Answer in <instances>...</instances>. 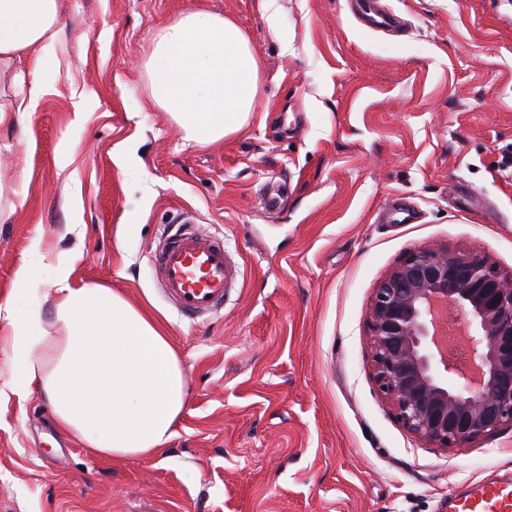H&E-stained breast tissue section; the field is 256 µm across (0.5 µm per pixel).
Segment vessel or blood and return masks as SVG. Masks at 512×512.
<instances>
[{"label":"vessel or blood","instance_id":"obj_1","mask_svg":"<svg viewBox=\"0 0 512 512\" xmlns=\"http://www.w3.org/2000/svg\"><path fill=\"white\" fill-rule=\"evenodd\" d=\"M149 262L163 296L189 320L223 309L239 275L223 239L202 233L187 220L166 225ZM449 512H512V483L478 486L454 499Z\"/></svg>","mask_w":512,"mask_h":512}]
</instances>
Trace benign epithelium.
Here are the masks:
<instances>
[{
  "label": "benign epithelium",
  "mask_w": 512,
  "mask_h": 512,
  "mask_svg": "<svg viewBox=\"0 0 512 512\" xmlns=\"http://www.w3.org/2000/svg\"><path fill=\"white\" fill-rule=\"evenodd\" d=\"M368 330L376 382L412 434L460 448L512 425V273L411 251L376 288Z\"/></svg>",
  "instance_id": "1"
}]
</instances>
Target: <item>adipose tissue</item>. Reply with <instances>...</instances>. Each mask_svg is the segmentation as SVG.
<instances>
[{"label":"adipose tissue","instance_id":"adipose-tissue-1","mask_svg":"<svg viewBox=\"0 0 512 512\" xmlns=\"http://www.w3.org/2000/svg\"><path fill=\"white\" fill-rule=\"evenodd\" d=\"M59 0H0V69L35 54L38 72L26 97H0V128H24L47 86ZM155 104L187 141L205 145L240 132L259 90L249 41L229 18L200 9L179 13L154 33L142 63ZM39 269L23 266L6 307L16 336L10 381L39 386L57 425L101 455H151L173 434L188 400L180 360L159 327L112 289L73 284L59 266L47 334L30 303Z\"/></svg>","mask_w":512,"mask_h":512}]
</instances>
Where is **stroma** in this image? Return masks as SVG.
I'll use <instances>...</instances> for the list:
<instances>
[{
  "mask_svg": "<svg viewBox=\"0 0 512 512\" xmlns=\"http://www.w3.org/2000/svg\"><path fill=\"white\" fill-rule=\"evenodd\" d=\"M60 3L56 78L31 137L0 154L7 198L26 199L0 222V512H448L471 484L512 481V425L462 448L402 425L367 329L410 251L512 272V0H378L393 29L356 0ZM190 7L234 19L260 68L245 129L205 146L154 103L141 65ZM183 212L240 271L197 321L148 263ZM30 262L40 310L65 263L169 337L190 399L156 456L96 454L38 389L8 386L5 302Z\"/></svg>",
  "mask_w": 512,
  "mask_h": 512,
  "instance_id": "35a3bbf8",
  "label": "stroma"
}]
</instances>
